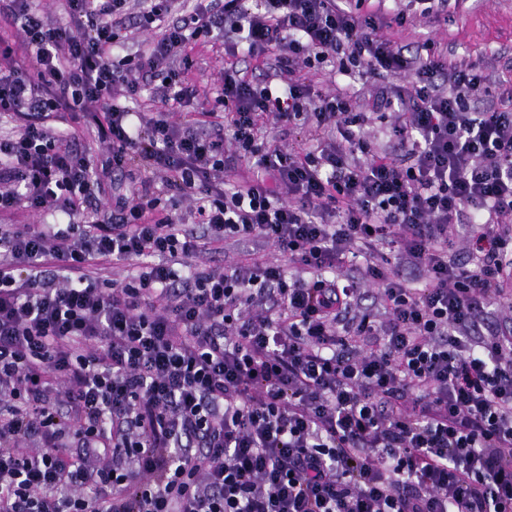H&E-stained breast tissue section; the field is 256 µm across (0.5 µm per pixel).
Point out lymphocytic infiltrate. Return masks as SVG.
Listing matches in <instances>:
<instances>
[{
  "label": "lymphocytic infiltrate",
  "instance_id": "1",
  "mask_svg": "<svg viewBox=\"0 0 512 512\" xmlns=\"http://www.w3.org/2000/svg\"><path fill=\"white\" fill-rule=\"evenodd\" d=\"M262 2L0 0V512H512V95L390 38L451 0ZM202 38L212 101L180 75ZM271 56L276 87L240 66ZM327 63L366 105L319 90ZM147 89L161 111L119 105ZM307 123L312 148L268 135ZM138 161L161 184L89 219ZM229 240L280 258L213 266ZM193 59V65L185 71L183 77L189 84L197 86L201 95L210 101L221 93V83L218 81L219 72L224 71V46L221 42L192 43L188 48Z\"/></svg>",
  "mask_w": 512,
  "mask_h": 512
}]
</instances>
